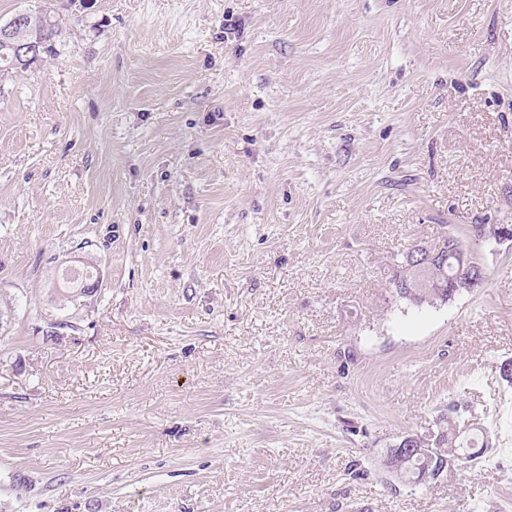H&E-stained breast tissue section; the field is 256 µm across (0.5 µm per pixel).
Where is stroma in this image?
Returning a JSON list of instances; mask_svg holds the SVG:
<instances>
[{"label": "stroma", "instance_id": "1", "mask_svg": "<svg viewBox=\"0 0 512 512\" xmlns=\"http://www.w3.org/2000/svg\"><path fill=\"white\" fill-rule=\"evenodd\" d=\"M44 8L55 54L0 71V512H512V247L445 305L388 283L512 224V0L0 22ZM451 405L484 454L398 482L389 449ZM475 241L493 240L498 244H512V224H480L473 234ZM437 241H441L445 248L448 250V233H442ZM412 245L397 255L394 259L397 263L394 264V273L390 280L392 290L396 298L399 300L410 303L416 307L424 305L435 307L437 305L448 304L452 301L450 297L452 289L461 288L460 285H470L474 287L472 279L458 278L453 281V284L448 288V277L454 274V269L450 265L444 267L440 265L443 263L447 256L442 253V245H434L430 243H423ZM412 249V250H411ZM411 251L410 262L414 268H423L433 263L437 265L424 268L417 272L410 268L409 254ZM396 280L400 282L406 281L412 288H397L393 283ZM415 282V287L412 286ZM445 286V288H441ZM91 268L92 267H89V266H87L86 268H83L82 271H79V272H82V275H78V276L69 275V274H67V270H66L65 271L66 273L62 274V286L66 285V284H75V283L81 282L83 280H88L89 278H91L93 276V271L91 270ZM84 272H85V275H84ZM99 279H100V276L98 275L94 281H91V282L83 281L81 283L76 284L74 286L75 288H64V287L59 288V290H62V292H60L61 300L66 303H71L73 306H75L77 302L79 303V299L83 298V296L81 294H79L78 289L82 288L85 290V292L87 294H91L94 292L95 288L98 287Z\"/></svg>", "mask_w": 512, "mask_h": 512}]
</instances>
